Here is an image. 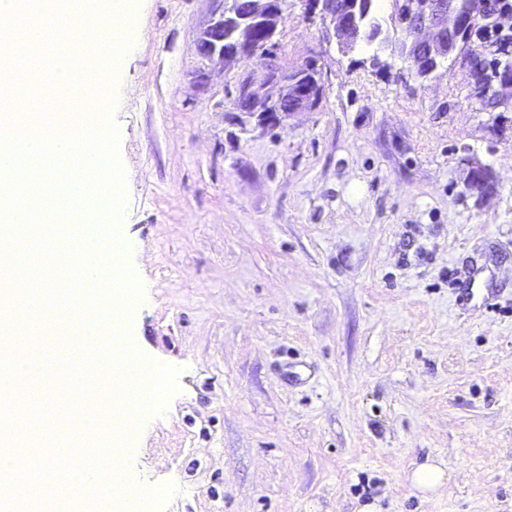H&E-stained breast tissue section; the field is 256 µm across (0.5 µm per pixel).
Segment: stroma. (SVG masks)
<instances>
[{
	"instance_id": "stroma-1",
	"label": "stroma",
	"mask_w": 512,
	"mask_h": 512,
	"mask_svg": "<svg viewBox=\"0 0 512 512\" xmlns=\"http://www.w3.org/2000/svg\"><path fill=\"white\" fill-rule=\"evenodd\" d=\"M220 8L139 0L115 85L127 328L179 386L134 433L138 489L178 487L160 512H512V88L482 91L478 41L421 82L288 0L275 61L316 62L323 98L239 122L265 60L197 54ZM428 456L448 482L425 497ZM409 481L422 494L433 493L447 483V467L441 459L428 458L411 470Z\"/></svg>"
}]
</instances>
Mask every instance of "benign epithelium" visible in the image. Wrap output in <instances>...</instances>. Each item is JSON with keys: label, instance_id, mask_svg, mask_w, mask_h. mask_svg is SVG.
Returning a JSON list of instances; mask_svg holds the SVG:
<instances>
[{"label": "benign epithelium", "instance_id": "1", "mask_svg": "<svg viewBox=\"0 0 512 512\" xmlns=\"http://www.w3.org/2000/svg\"><path fill=\"white\" fill-rule=\"evenodd\" d=\"M286 0H251V10L246 16L234 15L229 6L215 13L203 30L197 45L198 54L221 64L229 61L250 59L256 55H269L273 37L283 19ZM304 17L318 16L329 22L336 44L343 53L353 51L361 42L377 46L378 53L372 62L386 67L380 59L386 52L399 57L413 66L420 81L431 78L443 63L461 46L468 43L465 19L471 12L467 0H396L393 18L399 34L392 37L383 24L374 23L362 29L356 21V12L368 15L372 0H302ZM265 31V44L252 41V29ZM314 78L307 86L295 87L288 73L274 64L266 67L262 78L250 76L242 80L238 88L237 108L267 125L278 123L283 116L296 112L315 110L323 96L321 73L315 64L308 65ZM281 86L277 98L269 95L268 87ZM466 186L479 196L492 192L491 176L478 178V167L470 168Z\"/></svg>", "mask_w": 512, "mask_h": 512}]
</instances>
